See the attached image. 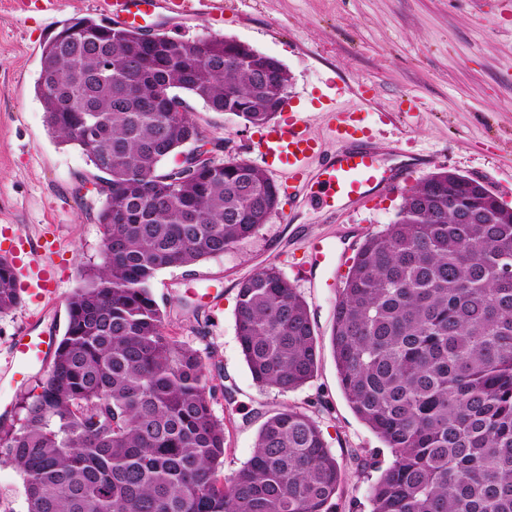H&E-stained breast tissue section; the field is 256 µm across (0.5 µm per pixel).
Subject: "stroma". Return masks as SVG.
<instances>
[{
	"mask_svg": "<svg viewBox=\"0 0 512 512\" xmlns=\"http://www.w3.org/2000/svg\"><path fill=\"white\" fill-rule=\"evenodd\" d=\"M99 17L96 0H59L51 15L42 13L39 0H0V226L59 243L57 299L41 310L25 293L0 314V363L27 330L58 329L82 269L99 260L102 198L93 168L81 149L51 137L36 91L44 43L66 21ZM154 30L189 41L216 33L278 59L291 76L283 112L305 118L324 154L336 149L333 111H352L382 164L394 163L397 149L421 156L410 184L451 170L512 203V0H224L221 25L167 13ZM190 106L203 135L223 140L225 154L255 161L256 128L201 101ZM408 186L338 215L327 213L314 193L281 201L278 215L224 255L162 270L152 280L169 333L208 357L215 384L232 392L212 404L224 421V477L251 458L265 417L290 405L318 421L341 467L333 512H369L377 474L361 463L372 458L388 465L391 451L343 395L330 345L336 271L299 277L310 261L300 235L333 245L362 242L393 221ZM266 265L281 270L307 301L321 347L314 377L288 393L254 381L236 336L238 284ZM186 300L198 305L197 317L184 315ZM0 512H27L24 477L1 455Z\"/></svg>",
	"mask_w": 512,
	"mask_h": 512,
	"instance_id": "1",
	"label": "stroma"
}]
</instances>
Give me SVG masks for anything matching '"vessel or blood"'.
<instances>
[{
    "instance_id": "obj_1",
    "label": "vessel or blood",
    "mask_w": 512,
    "mask_h": 512,
    "mask_svg": "<svg viewBox=\"0 0 512 512\" xmlns=\"http://www.w3.org/2000/svg\"><path fill=\"white\" fill-rule=\"evenodd\" d=\"M97 3L108 21L133 28L143 27L157 10L185 9L182 0H97ZM332 132L336 151L315 168L310 162L318 144L306 122L292 116L259 134L253 150L271 170L287 174L289 188L320 187L323 206L333 212L372 197L380 188L401 184L415 169L407 160L384 167L353 112L337 111ZM55 250L54 240L37 243L15 235L8 252L17 278L35 280L44 295H52L56 277L51 257ZM311 250V264L315 267L338 266L345 257L337 247L319 241L313 243ZM57 343L56 335L49 332H29L17 337L11 346L10 359L0 365V379L24 381L29 372L45 363Z\"/></svg>"
}]
</instances>
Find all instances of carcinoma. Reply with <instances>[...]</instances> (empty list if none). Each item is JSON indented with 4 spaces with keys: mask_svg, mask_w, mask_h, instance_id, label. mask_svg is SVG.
<instances>
[{
    "mask_svg": "<svg viewBox=\"0 0 512 512\" xmlns=\"http://www.w3.org/2000/svg\"><path fill=\"white\" fill-rule=\"evenodd\" d=\"M42 49L37 93L62 144L96 171L100 261L66 300L68 322L39 392L0 425L24 474L27 512H331L342 483L319 423L293 406L267 416L228 482L217 386L198 350L166 330L149 288L248 239L279 209L266 171L227 157L184 176L160 170L203 139L184 96L212 112L274 119L290 75L234 40L149 42L93 19ZM171 95L184 112L158 102ZM88 125L101 136H83ZM20 302L0 256V313ZM238 342L256 383L281 393L314 376L309 306L275 266L239 283ZM330 344L355 415L390 448L371 512H512V221L448 171L427 175L343 276Z\"/></svg>",
    "mask_w": 512,
    "mask_h": 512,
    "instance_id": "1",
    "label": "carcinoma"
}]
</instances>
